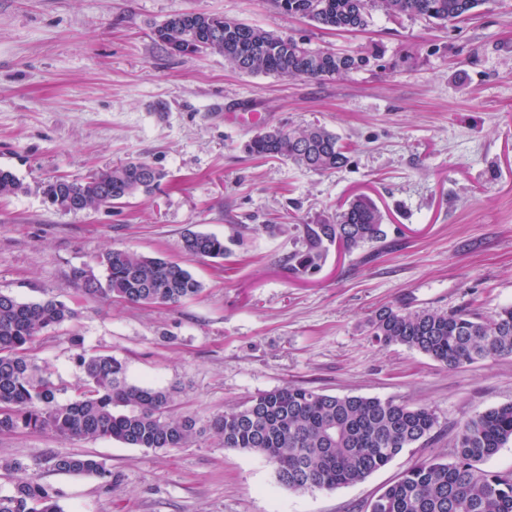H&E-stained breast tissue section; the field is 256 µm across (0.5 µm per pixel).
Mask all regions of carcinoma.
<instances>
[{"instance_id": "1", "label": "carcinoma", "mask_w": 512, "mask_h": 512, "mask_svg": "<svg viewBox=\"0 0 512 512\" xmlns=\"http://www.w3.org/2000/svg\"><path fill=\"white\" fill-rule=\"evenodd\" d=\"M290 16L325 30H365L373 14L418 18L446 28L470 18L486 0H269ZM178 38L183 55L208 50L224 54L234 69L308 81H327L377 64L376 50L342 55L313 48L303 37L285 36L244 21L202 12L181 13L155 30L169 47ZM259 158L290 161L314 172H328L347 160L339 137L320 125L299 130L259 131L245 145ZM165 174L143 161H129L83 180L49 178L42 194L57 210L71 212L77 199L87 208L110 207L138 193L148 194ZM20 180L0 168V196L17 194ZM383 215L366 196L336 213L332 224L308 232V248L294 256L295 269L314 270L324 243L354 251L384 239ZM186 253L224 258V239L207 233L183 236ZM105 273L100 292L141 305L177 304L195 297L202 283L181 263L110 250L97 257ZM76 316L62 301L20 302L0 292V433L51 431L62 438L112 439L134 448H182L210 434L224 448L258 455L272 465L277 483L290 491L335 490L364 481L404 449L429 438L434 412L422 405L363 396H338L299 385L259 392L244 406L214 415L198 425L170 410V393L129 381L125 362L110 354H89L81 337L71 338L80 369L72 398L33 361L31 346L48 328ZM371 335L384 345H403L456 368L512 355V305L484 316L470 307L448 312H406L387 307L370 320ZM512 442V402L490 408L460 425L450 463L431 460L407 469L376 497L374 512H512V473L481 464ZM55 471L112 482L105 462L91 455L53 457ZM0 512H63L49 485L17 481L0 494Z\"/></svg>"}]
</instances>
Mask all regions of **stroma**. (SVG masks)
I'll list each match as a JSON object with an SVG mask.
<instances>
[{
    "mask_svg": "<svg viewBox=\"0 0 512 512\" xmlns=\"http://www.w3.org/2000/svg\"><path fill=\"white\" fill-rule=\"evenodd\" d=\"M190 11L383 56L331 81L246 74L223 54L173 55L156 41ZM228 112L262 119L228 125ZM313 124L345 145L344 166L316 173L244 150L262 127ZM137 160L165 174L152 194L80 213L43 199L47 178ZM0 168L23 185L0 198V292L77 312L32 350L62 396L79 380L78 335L88 352L126 361L131 382L173 390L176 412L202 423L288 384L423 404L437 418L427 441L365 481L305 492L208 435L153 451L23 430L0 434V461L23 465L0 472V493L38 481L63 512H369L408 467L453 461L461 423L512 402V356L447 368L380 346L368 327L384 306L489 314L512 303V0H487L445 29L379 13L353 33L268 0H0ZM360 195L381 211L384 240L326 246L318 270L294 271L308 227ZM190 230L235 243L224 258H196L183 250ZM112 249L181 262L203 291L177 305L88 292L73 269L103 279L96 258ZM58 454L98 456L111 482L55 473Z\"/></svg>",
    "mask_w": 512,
    "mask_h": 512,
    "instance_id": "obj_1",
    "label": "stroma"
}]
</instances>
